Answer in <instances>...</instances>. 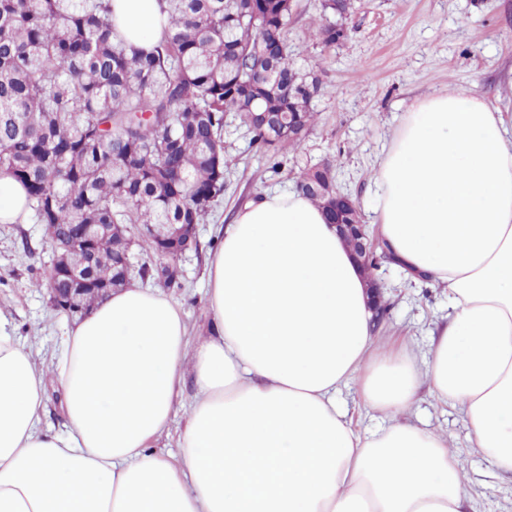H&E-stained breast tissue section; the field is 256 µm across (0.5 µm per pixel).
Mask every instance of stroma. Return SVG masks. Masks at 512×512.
I'll list each match as a JSON object with an SVG mask.
<instances>
[{"mask_svg":"<svg viewBox=\"0 0 512 512\" xmlns=\"http://www.w3.org/2000/svg\"><path fill=\"white\" fill-rule=\"evenodd\" d=\"M352 3L343 20L347 39L326 46L313 37L333 19L323 0H294L288 41L301 47L296 64L319 78L322 91L314 101L313 124L300 141L283 150L278 171L268 169L265 158L250 147L240 116L226 115L224 195L208 223L199 225L197 249L179 261L177 284L146 282L177 305L189 343L210 332L209 253L244 203L264 192L295 189L305 166L327 162L337 190L357 203L362 223L369 225L376 205L375 172L416 103L465 86L512 122V0ZM52 259L43 225H0V311L39 366L62 350L71 327L40 285ZM376 277L387 307L378 334L407 345L418 361H425L435 326L448 315L446 293L417 283L393 265ZM194 395L191 377H183L171 421L153 443L169 457L179 455V437ZM408 418L445 434L449 451L464 462L470 479L466 512H512V476L502 475L472 448L457 409L436 401L424 386Z\"/></svg>","mask_w":512,"mask_h":512,"instance_id":"35a3bbf8","label":"stroma"}]
</instances>
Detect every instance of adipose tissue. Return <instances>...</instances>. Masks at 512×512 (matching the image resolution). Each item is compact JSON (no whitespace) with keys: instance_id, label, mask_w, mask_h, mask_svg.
<instances>
[{"instance_id":"adipose-tissue-1","label":"adipose tissue","mask_w":512,"mask_h":512,"mask_svg":"<svg viewBox=\"0 0 512 512\" xmlns=\"http://www.w3.org/2000/svg\"><path fill=\"white\" fill-rule=\"evenodd\" d=\"M129 47L163 37L161 0H111ZM375 220L397 259L442 286L427 372L383 351L366 272L293 191L248 201L210 254L213 329L188 347L179 308L130 285L74 323L52 370L0 313V512H463L466 471L440 432L400 421L421 379L512 473V131L461 87L407 113L376 172ZM191 370L177 462L151 443ZM64 432L41 430L46 384ZM357 383L383 414L355 430ZM336 401L348 410L354 424L362 431L379 429L387 423L383 415L363 407L357 384L343 388L336 394Z\"/></svg>"}]
</instances>
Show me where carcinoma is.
<instances>
[{"label":"carcinoma","mask_w":512,"mask_h":512,"mask_svg":"<svg viewBox=\"0 0 512 512\" xmlns=\"http://www.w3.org/2000/svg\"><path fill=\"white\" fill-rule=\"evenodd\" d=\"M150 51L127 47L107 0H0V172L27 190L28 217L63 251L75 224H110L90 246L89 287L175 281L165 241L224 196V118L238 113L277 170L312 125L317 77L294 64L291 0H164ZM344 27L315 34L330 46ZM331 218L330 168H304Z\"/></svg>","instance_id":"1"}]
</instances>
